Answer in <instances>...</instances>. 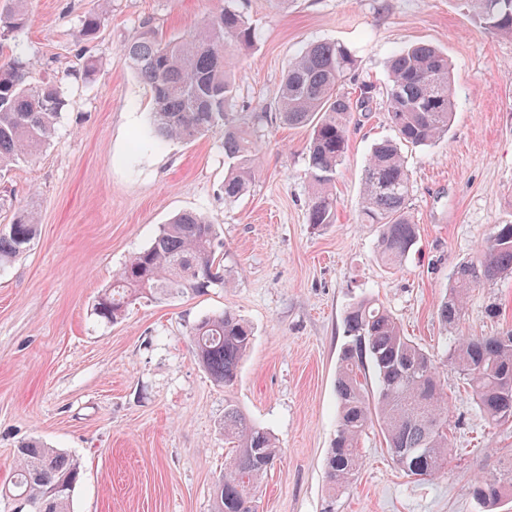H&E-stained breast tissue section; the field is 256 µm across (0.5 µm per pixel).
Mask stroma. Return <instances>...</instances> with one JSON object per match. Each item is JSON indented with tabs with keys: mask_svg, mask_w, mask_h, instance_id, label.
<instances>
[{
	"mask_svg": "<svg viewBox=\"0 0 512 512\" xmlns=\"http://www.w3.org/2000/svg\"><path fill=\"white\" fill-rule=\"evenodd\" d=\"M217 5L29 0V23L5 44L34 61L36 79L61 83L69 104L47 148L0 172V225L26 209L39 222L30 249L0 266V487L14 474L15 448L37 438L80 466L71 512H212L230 455L220 428L229 401L282 448L257 490L258 512H486L470 485L492 470L495 452L512 451V424L489 427L449 366L454 452L446 474H404L375 428L362 442L356 480L333 500L324 467L353 303L378 300L407 336L439 354L455 337L512 327L510 276L470 289L457 325L438 314L457 265L493 225L512 221V39L484 29L464 0H237L259 34L231 63L237 122L257 139L260 166L247 193L229 203L223 133L154 146L151 90L121 52L143 24L185 35ZM96 10L101 31L83 40L82 22ZM321 41L356 58L342 92L374 91L353 114L336 170V222L316 229L307 221L308 129L253 117L272 107L288 61ZM419 42L448 57L453 119L441 141L404 151L419 236L389 269L376 257L375 225L361 221L362 175L373 145L395 136L388 61ZM90 56L99 67L85 83ZM182 211L217 224L231 286L142 298L123 321L99 320L102 289ZM492 305L498 317H489ZM226 309L252 325L254 340L236 383L224 388L198 364L189 333Z\"/></svg>",
	"mask_w": 512,
	"mask_h": 512,
	"instance_id": "35a3bbf8",
	"label": "stroma"
}]
</instances>
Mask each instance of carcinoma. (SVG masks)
<instances>
[{
	"instance_id": "carcinoma-1",
	"label": "carcinoma",
	"mask_w": 512,
	"mask_h": 512,
	"mask_svg": "<svg viewBox=\"0 0 512 512\" xmlns=\"http://www.w3.org/2000/svg\"><path fill=\"white\" fill-rule=\"evenodd\" d=\"M484 28L512 39V0H466ZM28 18L27 0H9L0 10V42L21 29ZM102 15L91 13L80 36L96 38ZM258 38L235 6H220L192 33L163 38L144 24L122 53L137 77L153 91L149 113L151 138L193 141L224 130V199L243 195L255 178L259 145L234 123L235 73L228 58L254 46ZM355 66L351 51L339 44L308 46L288 66L275 101V118L290 127L310 128L306 145L311 196L308 223L324 228L336 221L332 183L349 148L354 107L340 92L342 78ZM34 64L15 55L0 59V171L17 160L39 154L49 144L67 105L59 84L33 80ZM387 112L397 140L376 144L365 168L361 221L378 228L377 255L395 268L414 246L418 234L408 211L410 178L400 145L426 146L441 139L453 115L448 59L429 44L396 51L390 60ZM34 211L16 213L0 229V266L22 256L37 236ZM224 241L216 225L200 214L184 212L162 225L150 246L134 254L113 276L94 305V314L120 322L140 298L204 294L224 288ZM512 275V224H496L475 258L455 270L439 316L447 325L460 318L470 288ZM346 342L336 371L338 426L328 448L325 481L329 496L347 488L363 459V436L378 427L386 446L422 452L394 462L408 476L436 479L446 473L452 453L447 386L435 357L404 334L381 304L363 299L344 316ZM252 327L232 310L206 316L190 331L198 362L219 385L230 387L251 347ZM446 363L459 374L488 425L512 422V329L495 336H458L448 343ZM224 442L232 458L218 479L213 512H257L254 492L280 457L281 448L265 428L251 423L233 404L224 406ZM17 470L4 492L41 508L71 512L80 480L77 462L67 453L33 440L15 449ZM498 467L476 477L475 499L489 508L512 499V470Z\"/></svg>"
}]
</instances>
